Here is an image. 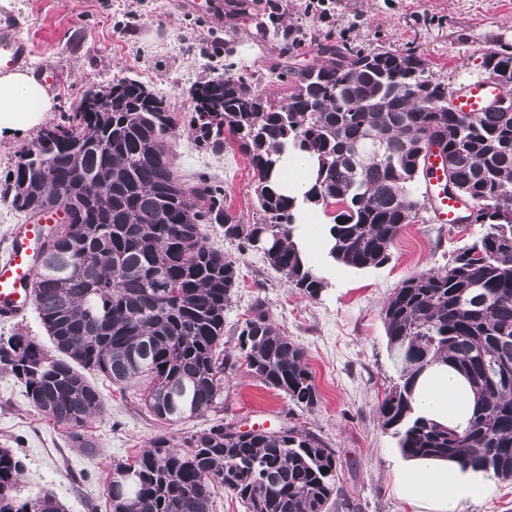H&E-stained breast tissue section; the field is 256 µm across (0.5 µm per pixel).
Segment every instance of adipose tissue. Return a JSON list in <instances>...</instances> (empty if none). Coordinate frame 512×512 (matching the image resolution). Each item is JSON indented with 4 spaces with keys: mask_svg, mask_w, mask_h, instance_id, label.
Instances as JSON below:
<instances>
[{
    "mask_svg": "<svg viewBox=\"0 0 512 512\" xmlns=\"http://www.w3.org/2000/svg\"><path fill=\"white\" fill-rule=\"evenodd\" d=\"M53 106L45 87L28 73L0 76V132L27 128ZM313 172V158L291 150L282 156L271 182L281 192L301 200L311 187ZM412 406L415 416L462 430L476 411V400L464 376L438 361L416 379ZM394 477L399 494L416 512H460L464 503L478 498L489 486L483 470L428 458L398 461Z\"/></svg>",
    "mask_w": 512,
    "mask_h": 512,
    "instance_id": "ef3b65f1",
    "label": "adipose tissue"
}]
</instances>
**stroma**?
<instances>
[{
	"mask_svg": "<svg viewBox=\"0 0 512 512\" xmlns=\"http://www.w3.org/2000/svg\"><path fill=\"white\" fill-rule=\"evenodd\" d=\"M227 2L217 18L175 11L172 0H0V26H14L33 48L29 71L49 65L61 77L52 92L54 107L39 124L0 135V181L20 150L42 128L73 113L88 88L135 79L178 116L170 149L180 180L220 185L232 213L250 224L257 217L256 178L247 156L234 146L219 153L196 148L189 127L191 92L216 70L262 76L263 91L281 99L288 93L277 78L283 65L312 63L318 44L348 43L375 52H415L457 90L485 78L487 48L512 53V0H280V30L303 35L300 45L288 49L265 29L268 0H252L248 10L237 8V0ZM483 231L478 224L450 228L423 216L402 229L390 261L376 268L344 267L317 252L313 262L327 286L311 299L289 287L262 252L239 250L210 225L208 244L237 260L243 275L224 309L225 354L234 356V329L254 298L264 297L272 321L305 352L320 394L317 408L294 410L285 396L237 365L224 372L222 412L165 426L141 405L138 390L120 389L92 373L88 379L106 405L85 427L98 444L91 457L74 447L66 426L37 413L20 383L0 373V448L12 450L23 465L22 496L50 492L67 512H109L113 462L133 459L161 430L184 438L224 420L244 430L261 424L305 428L336 450L340 497L360 503L362 512H415L396 492L392 463L400 450L376 414L398 380L382 309L405 279L442 267Z\"/></svg>",
	"mask_w": 512,
	"mask_h": 512,
	"instance_id": "obj_1",
	"label": "stroma"
}]
</instances>
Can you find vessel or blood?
<instances>
[{
	"label": "vessel or blood",
	"instance_id": "vessel-or-blood-1",
	"mask_svg": "<svg viewBox=\"0 0 512 512\" xmlns=\"http://www.w3.org/2000/svg\"><path fill=\"white\" fill-rule=\"evenodd\" d=\"M31 53L30 44L13 29L0 28V72L23 67ZM503 92V87L494 78H487L457 93L455 109L464 113L486 111L490 101ZM447 180V163L438 151H431L424 165V196L434 221L439 224L458 223L474 208L469 199L444 193ZM57 222V214L49 212L13 227L7 250L0 255V320L10 321L28 311L33 301L31 285L44 261L38 252L39 243L47 229Z\"/></svg>",
	"mask_w": 512,
	"mask_h": 512
}]
</instances>
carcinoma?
<instances>
[{
  "instance_id": "obj_1",
  "label": "carcinoma",
  "mask_w": 512,
  "mask_h": 512,
  "mask_svg": "<svg viewBox=\"0 0 512 512\" xmlns=\"http://www.w3.org/2000/svg\"><path fill=\"white\" fill-rule=\"evenodd\" d=\"M293 72L282 103L261 81L230 73L195 86L189 126L215 151L233 144L248 156L259 217L243 224L220 186H184L169 140L177 117L135 80L112 81V105L82 107L42 130L17 155L0 198L26 215L60 209L34 283L39 317L57 354L22 335L0 337V370L25 388L42 415L70 427L77 447L98 448L83 428L104 410L84 371L140 393L163 424L223 408L224 306L242 278L237 261L205 242L208 224L243 249L264 232L265 259L310 298L325 287L295 240L297 203L270 176L289 149L313 155L306 202L338 207L328 227L329 257L378 267L423 201L413 184L432 145L450 165L485 230L444 267L406 279L383 308L399 382L378 403L382 426L406 457H443L512 481V112L448 111V84L412 53L326 45ZM482 66L512 70V54L489 50ZM238 359L264 386L296 407L320 402L303 349L256 297L237 333ZM456 367L477 400L458 431L412 416V389L436 361ZM339 457L320 437L288 427L241 431L217 423L183 439L154 436L132 462L112 463L110 512H213L217 491L247 512H361L336 496ZM23 468L0 448V512H64L53 494L23 499Z\"/></svg>"
}]
</instances>
